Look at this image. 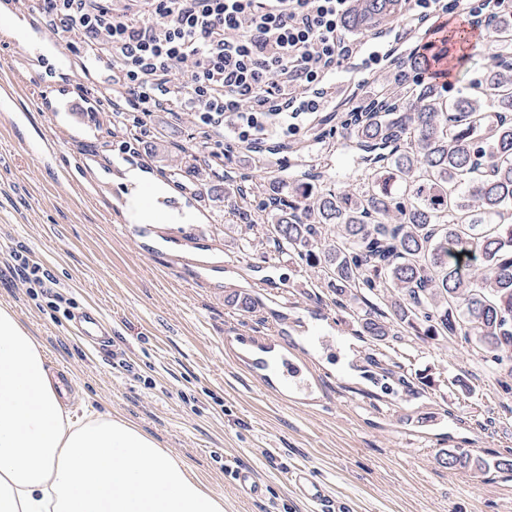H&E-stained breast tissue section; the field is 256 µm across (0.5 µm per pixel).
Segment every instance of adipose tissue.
Listing matches in <instances>:
<instances>
[{
	"mask_svg": "<svg viewBox=\"0 0 512 512\" xmlns=\"http://www.w3.org/2000/svg\"><path fill=\"white\" fill-rule=\"evenodd\" d=\"M0 512H224V496L125 417L65 408L38 340L0 307Z\"/></svg>",
	"mask_w": 512,
	"mask_h": 512,
	"instance_id": "1",
	"label": "adipose tissue"
}]
</instances>
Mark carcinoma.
I'll list each match as a JSON object with an SVG mask.
<instances>
[{
  "label": "carcinoma",
  "mask_w": 512,
  "mask_h": 512,
  "mask_svg": "<svg viewBox=\"0 0 512 512\" xmlns=\"http://www.w3.org/2000/svg\"><path fill=\"white\" fill-rule=\"evenodd\" d=\"M397 2L360 0L350 24L394 19ZM487 27L492 63L467 92L416 84L352 113L344 148L363 162L359 187L294 178L270 223L239 228L326 271L360 334L461 336L496 367L512 364V9ZM438 463L512 471L511 458L452 451Z\"/></svg>",
  "instance_id": "cac0c4a2"
}]
</instances>
